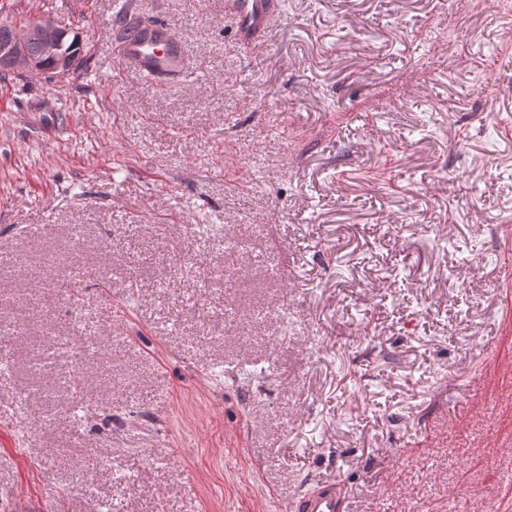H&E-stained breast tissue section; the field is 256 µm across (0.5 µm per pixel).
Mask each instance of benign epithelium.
Here are the masks:
<instances>
[{"mask_svg":"<svg viewBox=\"0 0 512 512\" xmlns=\"http://www.w3.org/2000/svg\"><path fill=\"white\" fill-rule=\"evenodd\" d=\"M39 25L42 37L39 52L36 54L29 50L26 28L20 25L11 26V37L0 42V69L13 74H41L51 70L58 77L69 76L76 69L78 57L65 49L57 24L41 21ZM46 59L53 63L49 70L44 67Z\"/></svg>","mask_w":512,"mask_h":512,"instance_id":"obj_1","label":"benign epithelium"}]
</instances>
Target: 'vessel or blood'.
<instances>
[{
    "label": "vessel or blood",
    "instance_id": "b4317fda",
    "mask_svg": "<svg viewBox=\"0 0 512 512\" xmlns=\"http://www.w3.org/2000/svg\"><path fill=\"white\" fill-rule=\"evenodd\" d=\"M233 15L237 39L255 43L280 17V0H226ZM117 56L126 67L145 76L182 73L188 68L183 48L165 24L150 21L133 29L117 47ZM351 496L340 481H320L296 494L286 505L287 512H350Z\"/></svg>",
    "mask_w": 512,
    "mask_h": 512
}]
</instances>
